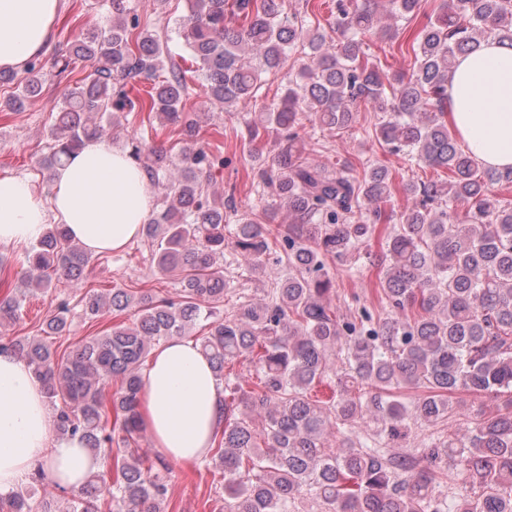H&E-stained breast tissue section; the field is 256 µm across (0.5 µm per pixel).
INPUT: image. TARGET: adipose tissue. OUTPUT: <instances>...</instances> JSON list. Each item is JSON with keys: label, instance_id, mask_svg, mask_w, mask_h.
<instances>
[{"label": "adipose tissue", "instance_id": "ef3b65f1", "mask_svg": "<svg viewBox=\"0 0 512 512\" xmlns=\"http://www.w3.org/2000/svg\"><path fill=\"white\" fill-rule=\"evenodd\" d=\"M62 0H0V69L21 70L43 55ZM448 123L477 162L512 167V48L488 40L459 56L448 86ZM154 197L143 167L102 139L86 142L58 168L50 197L25 178L0 176V243L37 241L48 220L65 224L87 252H118L149 220ZM141 415L155 454L203 459L224 423V393L193 341L159 347L143 372ZM45 464L53 484L79 489L104 460L79 438L59 437L41 382L27 365L0 352V494L26 483Z\"/></svg>", "mask_w": 512, "mask_h": 512}]
</instances>
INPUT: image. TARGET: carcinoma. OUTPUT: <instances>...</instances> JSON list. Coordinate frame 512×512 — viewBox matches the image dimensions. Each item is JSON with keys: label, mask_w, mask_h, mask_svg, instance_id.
Here are the masks:
<instances>
[{"label": "carcinoma", "mask_w": 512, "mask_h": 512, "mask_svg": "<svg viewBox=\"0 0 512 512\" xmlns=\"http://www.w3.org/2000/svg\"><path fill=\"white\" fill-rule=\"evenodd\" d=\"M127 2L109 0L112 23L55 60L59 76L74 57L92 69L65 93L39 171L49 182L87 141L107 137L94 115L115 122L146 110L179 130L175 157L143 136L129 151L164 189L142 237L157 268L173 276L177 297L88 291L85 315L110 310L115 322L63 356L52 345L68 326L63 300L41 335L0 342L41 381L57 434L79 438L106 462L64 508L40 465L31 489L0 496V512H165L172 469L138 443L142 375L154 347L195 328V344L228 392L224 425L202 460L222 476L224 512H299L307 498L322 512H512V200L495 192L512 186V168L479 166L444 117L457 57L488 39L512 47V0H442L412 33L411 74L393 76L364 38L398 37L381 24L379 7L409 24L420 0H336L330 27L349 34L339 48L310 20V0L304 15L291 17L283 0H190L177 33L205 94L224 108L251 102L263 75L295 56V78L247 123L251 142L270 130L277 136L275 169L257 171L264 215H288L275 230L238 214L234 192L221 201L209 193L224 156L199 144L186 112V70L164 64L168 53ZM25 71L0 112L37 100L47 73L38 59ZM144 79L153 80L145 98L134 93ZM362 105L379 113L372 133L382 148L447 171L445 181L402 184L413 205L399 224L383 223L381 204L395 190L388 167L367 160L359 174L346 161L305 157L303 114L344 133ZM459 204L462 216L452 211ZM374 239L385 316L365 307L342 314L334 303L340 267L360 260L361 245ZM227 251L237 267L265 277L264 297L241 288L224 308ZM27 264L29 284L51 298L57 282L82 284L89 255L64 225L51 224ZM24 302L4 293L0 326L17 322ZM241 361L254 364L255 376L225 372ZM328 378L336 395L313 398ZM458 395L489 396L496 406L478 411L461 439H433L415 454L391 451L413 424L468 417ZM448 460L460 481L452 497L440 490Z\"/></svg>", "instance_id": "cac0c4a2"}]
</instances>
